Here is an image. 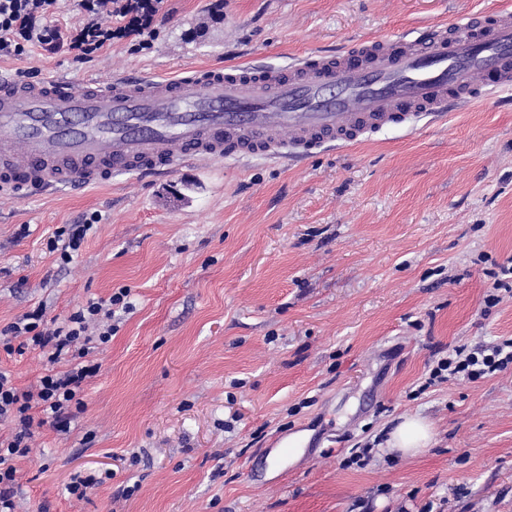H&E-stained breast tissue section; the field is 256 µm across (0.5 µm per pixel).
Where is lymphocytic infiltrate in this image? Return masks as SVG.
<instances>
[{
  "label": "lymphocytic infiltrate",
  "instance_id": "obj_1",
  "mask_svg": "<svg viewBox=\"0 0 512 512\" xmlns=\"http://www.w3.org/2000/svg\"><path fill=\"white\" fill-rule=\"evenodd\" d=\"M57 0H0V55L22 52L25 44L61 41L58 28L37 27V16L54 8ZM127 289L106 298H91L77 305L61 326L44 325L43 308L23 314L0 329V345L5 350L19 348L39 351L51 368L40 377L36 391L16 387L11 376L0 371V422L11 426L8 439L0 440V512H16L15 497L20 474L17 459L27 457L29 442L44 425L66 430L85 403L82 384L96 375V365L86 363L91 340L106 344L112 339L115 309L131 310ZM97 325V336H88L90 325ZM71 355L73 364L64 372L53 365L61 356ZM512 367V338L474 349L458 347L439 359L430 371L428 385L458 378L475 381Z\"/></svg>",
  "mask_w": 512,
  "mask_h": 512
}]
</instances>
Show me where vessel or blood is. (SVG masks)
Here are the masks:
<instances>
[{
    "mask_svg": "<svg viewBox=\"0 0 512 512\" xmlns=\"http://www.w3.org/2000/svg\"><path fill=\"white\" fill-rule=\"evenodd\" d=\"M512 91V12L359 40L284 68L177 79L0 78V189H67L192 162L303 159Z\"/></svg>",
    "mask_w": 512,
    "mask_h": 512,
    "instance_id": "obj_1",
    "label": "vessel or blood"
}]
</instances>
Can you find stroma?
I'll use <instances>...</instances> for the list:
<instances>
[{
	"label": "stroma",
	"mask_w": 512,
	"mask_h": 512,
	"mask_svg": "<svg viewBox=\"0 0 512 512\" xmlns=\"http://www.w3.org/2000/svg\"><path fill=\"white\" fill-rule=\"evenodd\" d=\"M501 7L512 0H160L145 33L84 59L29 44L0 57V77L285 66ZM91 219L61 265L49 238ZM510 263L512 105L494 98L299 164L0 197V328L122 288L133 305L89 351L85 411L16 460L19 512H512V369L424 385L448 351L512 337L497 278ZM47 366L0 348L19 388ZM407 416L432 438L405 456L386 440ZM299 427L311 454L268 472L277 436ZM78 470L106 476L83 499L65 490Z\"/></svg>",
	"instance_id": "stroma-1"
}]
</instances>
